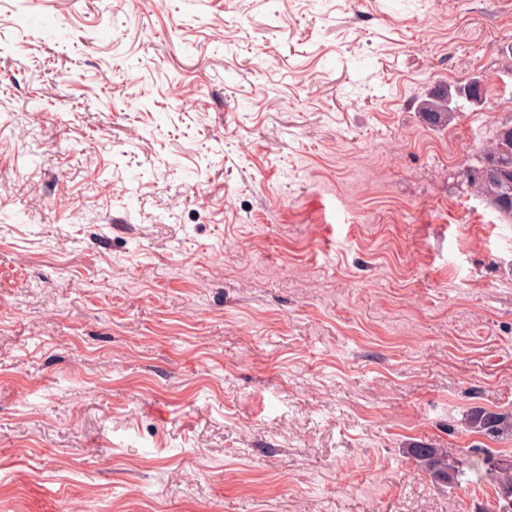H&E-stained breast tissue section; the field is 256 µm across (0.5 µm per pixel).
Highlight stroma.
I'll list each match as a JSON object with an SVG mask.
<instances>
[{
    "label": "stroma",
    "mask_w": 512,
    "mask_h": 512,
    "mask_svg": "<svg viewBox=\"0 0 512 512\" xmlns=\"http://www.w3.org/2000/svg\"><path fill=\"white\" fill-rule=\"evenodd\" d=\"M510 44L512 0H0V512H489ZM453 95L451 91L444 94H434L423 101L420 111L426 113L428 118L436 125H447L456 116L460 107H452ZM510 128V129H509ZM508 141L510 143V147H512V121H506L499 123L496 126L495 132L490 142L486 144L483 148V156L484 164L490 162L499 161L502 156H500L501 149L504 146V142ZM501 173L502 172L499 169L486 164L482 167H478L471 171H467L465 173L464 178L477 177L484 181H490L492 183L497 184L498 182H501V180H502ZM484 181H470V182L466 181V182H467L468 187L470 188L471 192L475 196L480 197L481 199H483L487 203H489V205L499 213V215L503 221H505L508 224H511L512 223V204H511L510 208L504 209V208L499 207L498 202H499L500 206L507 207L508 205H510L512 193H511V197L506 196V197H503L502 199H500V191L498 189L496 191V198H494L493 197L494 190L488 183H486ZM499 199H500V201H499ZM469 431L497 439L512 440V413L473 410L467 419ZM408 453L420 463L433 480L448 485L453 483L450 471L457 460L448 448H408Z\"/></svg>",
    "instance_id": "stroma-1"
}]
</instances>
